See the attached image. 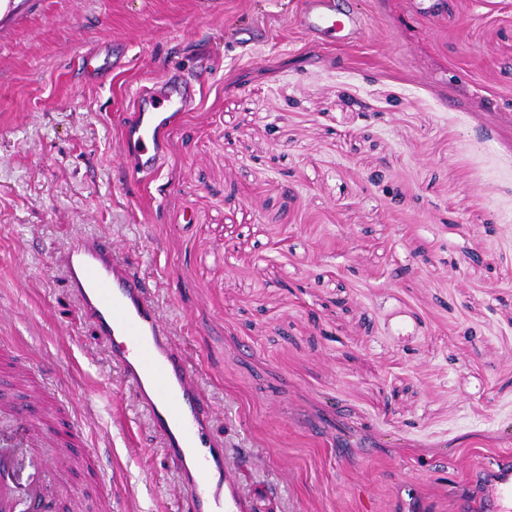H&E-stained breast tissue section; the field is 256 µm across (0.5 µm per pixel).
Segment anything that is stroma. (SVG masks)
<instances>
[{"instance_id": "1", "label": "stroma", "mask_w": 512, "mask_h": 512, "mask_svg": "<svg viewBox=\"0 0 512 512\" xmlns=\"http://www.w3.org/2000/svg\"><path fill=\"white\" fill-rule=\"evenodd\" d=\"M302 3L0 0V342L95 450L53 452L57 512H183L51 262L82 235L153 289L274 512L478 508L454 460L512 457V0H352L345 49ZM174 69L198 107L142 183L122 116ZM333 0H305L297 23L311 41L321 44L334 43L328 38L338 35V43L350 45L356 42V34L364 24L356 11L338 10Z\"/></svg>"}]
</instances>
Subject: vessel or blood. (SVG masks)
<instances>
[{"mask_svg": "<svg viewBox=\"0 0 512 512\" xmlns=\"http://www.w3.org/2000/svg\"><path fill=\"white\" fill-rule=\"evenodd\" d=\"M297 23L311 41L324 44L335 36L350 45L364 19L336 9L333 0H305ZM197 94L196 81L180 75L137 93L125 146L136 159L138 179L153 177L163 165L172 117L192 110ZM56 263L160 439L180 479L187 512H257L214 430L200 375L145 280L115 258L111 243L98 238L74 239ZM54 408L37 391L27 404L0 403V512H40L53 468L35 451L62 438L53 428ZM472 474L489 479L486 512H512V460H477Z\"/></svg>", "mask_w": 512, "mask_h": 512, "instance_id": "1", "label": "vessel or blood"}]
</instances>
